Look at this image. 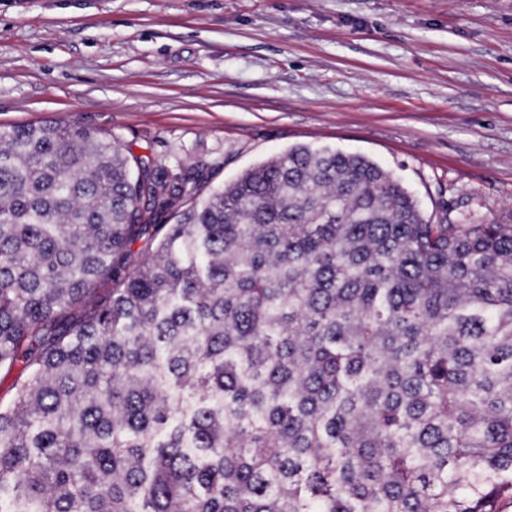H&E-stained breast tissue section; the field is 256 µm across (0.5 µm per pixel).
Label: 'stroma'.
<instances>
[{"instance_id": "stroma-1", "label": "stroma", "mask_w": 512, "mask_h": 512, "mask_svg": "<svg viewBox=\"0 0 512 512\" xmlns=\"http://www.w3.org/2000/svg\"><path fill=\"white\" fill-rule=\"evenodd\" d=\"M58 121L214 186L339 148L512 224V0H0V126Z\"/></svg>"}]
</instances>
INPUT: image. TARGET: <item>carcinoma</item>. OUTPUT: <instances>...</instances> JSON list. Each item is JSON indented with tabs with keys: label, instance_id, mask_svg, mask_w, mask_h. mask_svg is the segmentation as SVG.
<instances>
[{
	"label": "carcinoma",
	"instance_id": "carcinoma-1",
	"mask_svg": "<svg viewBox=\"0 0 512 512\" xmlns=\"http://www.w3.org/2000/svg\"><path fill=\"white\" fill-rule=\"evenodd\" d=\"M209 180L0 127V512L512 507V224L337 149ZM26 374L25 365L21 362L13 365L10 370L2 369L0 372V403L7 404L12 396V384Z\"/></svg>",
	"mask_w": 512,
	"mask_h": 512
}]
</instances>
